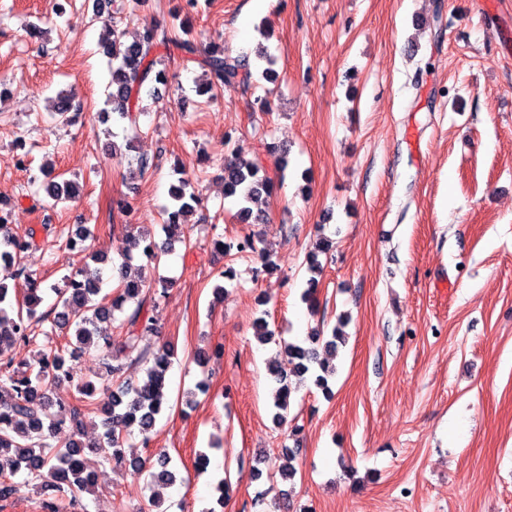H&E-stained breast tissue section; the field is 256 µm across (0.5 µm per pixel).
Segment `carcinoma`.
Segmentation results:
<instances>
[{"mask_svg": "<svg viewBox=\"0 0 512 512\" xmlns=\"http://www.w3.org/2000/svg\"><path fill=\"white\" fill-rule=\"evenodd\" d=\"M111 13L108 19V34L101 43L102 53L112 63L111 86L108 104L111 106L112 123L129 124L137 129L138 116L142 114L143 95H158V84L165 80L164 72L158 69L161 57L157 55L160 46L173 47L183 60L197 64L207 77L209 92H223L238 82L239 63L226 55L224 48L211 45L206 49L198 47L191 38L179 34L158 33L153 26H145L135 36L127 37L124 27L128 6L124 0H110ZM268 111L267 101L261 97L254 100L249 114L254 137L269 153L275 147L265 142L266 130L255 119L254 113ZM285 163L276 167V176L262 164L261 158L246 160L233 156L224 164V194L237 207V217L244 224L257 223L253 215V204L262 195L272 193L275 177H280ZM46 180L45 190L54 201H67L78 194L75 182L61 178L47 166L41 171ZM190 182L178 180L171 186L172 203L164 211L161 229L165 242L158 243L151 232L144 230L134 239V245L151 244L150 251L142 250L144 257L159 261L168 248L179 240L188 217L195 212L199 203L195 193L187 192ZM93 238L91 229L84 224L75 225L68 233L65 245L74 249ZM259 240L245 234L231 243L216 239L213 245L221 251H236L252 256L261 263L263 272L271 274L277 265L264 250L258 248ZM33 247L32 241L8 233L0 236V262L12 269L7 279L14 281L9 286L6 279H0V501L16 498L19 484L15 477L23 473L26 483L33 484L41 512H70L80 500L81 493L89 492L96 482V473L90 468L86 449L93 448L104 461L120 464L124 460L121 447L126 432L135 428L147 446L150 434L158 418L168 408L165 394L166 375L171 367V349L166 345L147 354L139 348L140 341L158 333L156 323L150 316L155 307V298L143 291L146 281L142 267L126 260L118 267V285L110 292H104V280L98 265L108 261V256L99 250L90 251L89 257L96 263L92 268L86 264L63 277V286H51L57 296V304L46 312H38L43 302L44 289L26 267L21 265V255ZM308 271L312 274L303 292V300L314 303L322 272L317 254L307 255ZM50 323L51 328L73 331L75 341L68 346L42 345L34 325ZM117 323L122 335L117 338L101 334L100 324ZM20 343L36 349L35 363L14 365L8 350ZM344 337L338 331L323 337L315 332L302 343H288L285 354L288 367L276 361L267 364L266 372L275 385L273 407L274 420L281 425L287 421L293 388L290 375L311 378L316 386L328 389L329 378L336 373L331 359L336 357ZM100 351L101 371L95 377L111 388L112 400L98 406L94 402L97 392L95 381L81 376L67 360L74 359L75 353L86 349ZM146 363L145 375L132 381L127 371L134 365ZM74 384L78 400L85 408L69 407L71 434L62 444L52 443L59 432L55 414L51 412L55 402L50 392L59 384ZM95 414L99 421L92 422L97 435L88 437L85 419ZM301 452L298 447L282 452L284 463L279 474L283 482L293 480L295 467L292 464ZM169 456L158 452L153 457L136 459L132 467L148 473L151 481L168 485L175 481L176 474L169 469Z\"/></svg>", "mask_w": 512, "mask_h": 512, "instance_id": "1", "label": "carcinoma"}]
</instances>
